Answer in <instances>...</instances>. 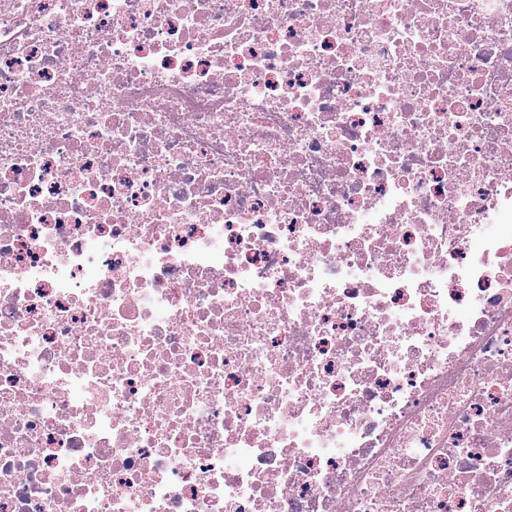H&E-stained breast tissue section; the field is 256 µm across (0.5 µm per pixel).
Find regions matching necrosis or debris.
<instances>
[{"label": "necrosis or debris", "mask_w": 512, "mask_h": 512, "mask_svg": "<svg viewBox=\"0 0 512 512\" xmlns=\"http://www.w3.org/2000/svg\"><path fill=\"white\" fill-rule=\"evenodd\" d=\"M0 512H512V0H0Z\"/></svg>", "instance_id": "obj_1"}]
</instances>
